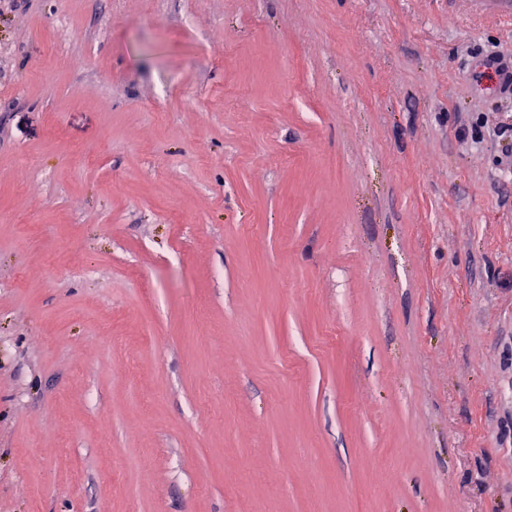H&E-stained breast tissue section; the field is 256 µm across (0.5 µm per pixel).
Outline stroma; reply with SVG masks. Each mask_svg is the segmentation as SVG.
<instances>
[{
	"label": "stroma",
	"instance_id": "35a3bbf8",
	"mask_svg": "<svg viewBox=\"0 0 512 512\" xmlns=\"http://www.w3.org/2000/svg\"><path fill=\"white\" fill-rule=\"evenodd\" d=\"M512 0L0 15V512H512Z\"/></svg>",
	"mask_w": 512,
	"mask_h": 512
}]
</instances>
